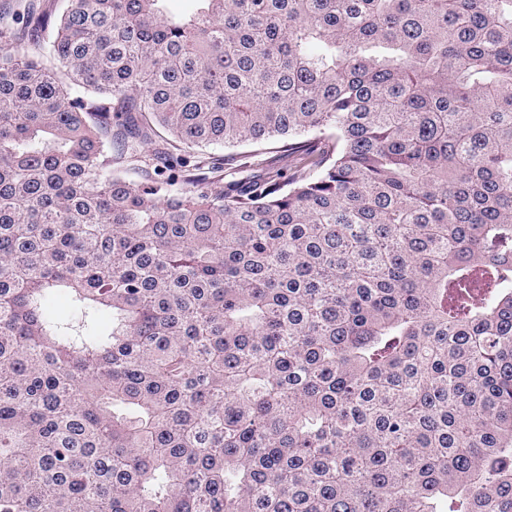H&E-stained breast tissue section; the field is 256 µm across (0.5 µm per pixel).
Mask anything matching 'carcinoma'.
<instances>
[{
	"mask_svg": "<svg viewBox=\"0 0 512 512\" xmlns=\"http://www.w3.org/2000/svg\"><path fill=\"white\" fill-rule=\"evenodd\" d=\"M167 2L0 11V512H512V0Z\"/></svg>",
	"mask_w": 512,
	"mask_h": 512,
	"instance_id": "carcinoma-1",
	"label": "carcinoma"
}]
</instances>
